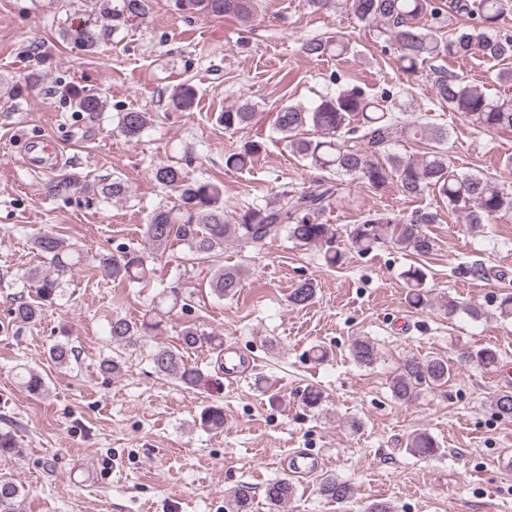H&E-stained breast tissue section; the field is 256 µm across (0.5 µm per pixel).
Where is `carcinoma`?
<instances>
[{
	"label": "carcinoma",
	"instance_id": "1",
	"mask_svg": "<svg viewBox=\"0 0 512 512\" xmlns=\"http://www.w3.org/2000/svg\"><path fill=\"white\" fill-rule=\"evenodd\" d=\"M347 9L366 26L377 28L396 48L399 70L412 77L425 64L438 59L481 56L493 60L512 58V32L502 28L504 16L512 10L509 0H307L313 10L324 9L331 2ZM177 10L189 15L210 17L233 16L248 23L257 12V0H175ZM151 10V0H86L85 19L73 25L65 23L61 29L64 39L73 41L85 50L95 53L112 38V32L134 19L145 18ZM453 12L467 18L468 24L448 37H443L444 20ZM311 57L348 55L349 42L341 37L313 38L302 46ZM437 98L448 104L476 129L512 130V98H493L467 80L437 75L434 81ZM75 108L94 115L104 109V100L97 94L67 89ZM391 91L378 96L366 92L358 84H344L332 95L320 98L311 108L284 104L273 115V128L282 135L286 146L310 164L330 171L338 177L351 176L375 189L394 182L406 196L417 198L435 192L448 204V209L464 214L472 229L490 223L503 212L512 211V189L499 180L470 172H460L448 163L445 145L448 129L431 121L404 120L395 115L389 104ZM256 116L249 103L227 108L219 116L226 129H240L252 123ZM146 112L130 110L118 113V127L128 138L138 137L150 124ZM360 124L364 129L357 134ZM309 129L312 136H302ZM433 143L430 151L420 157L390 152L396 135ZM262 149V143L246 141L235 152L224 155V167L242 170ZM386 157V163L379 156ZM153 179L174 193V201L159 206L143 224L142 234L148 249L121 248L98 255L99 266L114 281L137 283L148 287L153 269L149 260L164 255L173 242L186 245L194 260H207L228 242L256 243L275 237L285 231L300 245H326L325 263L335 267L344 262V254L336 248L338 228L322 222V216L331 208L338 194V183L317 180L300 190H283L263 205H249L234 216L224 210L222 187L209 180H191L176 164L160 163L152 169ZM78 176L66 175L50 180L45 192L64 196L76 185ZM97 194L112 199L126 194V185L119 178L99 179ZM435 215L425 211L412 216L402 224L388 217L369 216L359 224L346 227L345 233L352 247L367 253L376 245L390 241L402 250L427 255L435 249V241L421 225L431 224ZM33 249L46 260L49 267H33L26 272L29 286L35 290L40 303L20 300L13 309L15 320L29 324L40 319L44 307L52 305L61 296L62 276L73 273L82 264L80 248L59 234L46 230L34 237ZM409 288V303L424 305L428 290L423 269L413 266L402 272ZM242 276L237 268L220 267L211 271L208 286L211 293L222 298H233L239 293ZM316 286L310 279L299 284L289 294V301L298 307L309 305L315 298ZM161 302H171V308L185 307V291L179 283L162 288L156 295ZM452 316L460 311L473 320L485 316L476 305H464L453 299L441 304ZM162 321L151 317L132 321L116 316L109 322L112 342L123 345L136 336H149L161 331ZM181 348L159 347L151 354L154 370L185 386L192 387L200 379L198 370L185 360L183 350L194 349L206 343L224 357V338L217 335L200 336L192 327L181 333ZM353 359L370 366L377 361L378 350L369 339H357L351 345ZM50 358L66 366L75 357V349L66 342L53 344ZM468 361L483 369L500 364V354L489 347L466 355ZM448 360L438 356L407 358L400 372L392 379L390 389L399 401L410 399L418 386L438 385L448 380ZM20 385L31 394L45 391L44 378L37 372L19 368ZM491 407L503 418L512 417V393L494 394ZM200 425L209 430L224 428V410L219 406L205 408L200 414ZM407 447L420 456H433L439 448L436 439L427 432L410 436ZM320 492L331 500L344 501L354 495L353 487L334 476H326L320 483ZM295 495V486L282 478L269 483L265 496L273 505H281ZM254 493L247 484H238L224 492L225 512H248ZM21 489L7 477H0V512H19Z\"/></svg>",
	"mask_w": 512,
	"mask_h": 512
}]
</instances>
